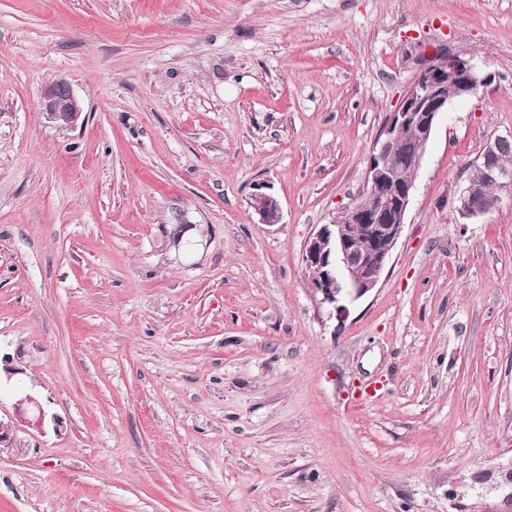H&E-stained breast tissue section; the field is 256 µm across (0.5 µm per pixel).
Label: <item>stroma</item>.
I'll use <instances>...</instances> for the list:
<instances>
[{"label": "stroma", "instance_id": "35a3bbf8", "mask_svg": "<svg viewBox=\"0 0 512 512\" xmlns=\"http://www.w3.org/2000/svg\"><path fill=\"white\" fill-rule=\"evenodd\" d=\"M439 44L494 79L322 305L304 245ZM507 133L512 0H0V354L61 421L0 452V512H512V194L455 201ZM42 105L47 118L63 126H75L82 117L83 107L71 84L59 79L42 89Z\"/></svg>", "mask_w": 512, "mask_h": 512}]
</instances>
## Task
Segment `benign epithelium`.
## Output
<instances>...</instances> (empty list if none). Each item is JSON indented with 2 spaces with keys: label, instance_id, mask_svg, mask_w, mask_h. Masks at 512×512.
Segmentation results:
<instances>
[{
  "label": "benign epithelium",
  "instance_id": "obj_1",
  "mask_svg": "<svg viewBox=\"0 0 512 512\" xmlns=\"http://www.w3.org/2000/svg\"><path fill=\"white\" fill-rule=\"evenodd\" d=\"M419 71L405 88L396 109L389 116L375 142L362 191L329 224H321L305 245L304 262L312 284L324 305L359 299L379 283L401 236L414 190V180L400 182L393 159L401 156L412 172L420 168L439 116L450 105L477 94L495 75L461 52L441 44L422 53ZM47 118L63 126H74L83 107L71 84L59 79L42 89ZM512 137L498 136L483 153V173L500 191L512 193V173L495 164L498 150ZM256 211L263 221L279 220V205L270 195L258 193ZM460 214L468 219L482 217L497 205L496 195H479L467 185L456 198ZM15 421L0 422V447L16 454L24 452L14 431L22 426L39 433L58 425L40 401L28 391L14 394Z\"/></svg>",
  "mask_w": 512,
  "mask_h": 512
}]
</instances>
